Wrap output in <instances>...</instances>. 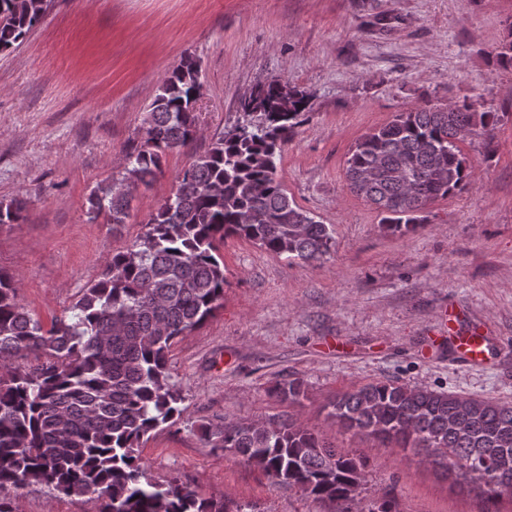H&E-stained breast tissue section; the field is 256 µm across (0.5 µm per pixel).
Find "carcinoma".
<instances>
[{
    "label": "carcinoma",
    "mask_w": 512,
    "mask_h": 512,
    "mask_svg": "<svg viewBox=\"0 0 512 512\" xmlns=\"http://www.w3.org/2000/svg\"><path fill=\"white\" fill-rule=\"evenodd\" d=\"M51 0H0V53L25 39ZM199 68L181 61L161 80L119 176L94 189L90 219L124 224L133 191L162 172L167 155L199 131ZM309 94L279 79L242 99L235 124L178 176L134 244L110 254L50 327L17 300L15 277L0 271V512H19L18 491L44 484L68 496L97 493L99 512H263L253 504L202 497L146 476L142 444L176 424L184 401L168 368L174 340L223 306L229 237L247 239L288 262L320 261L333 230L288 196L278 165L305 121ZM495 123L471 102L432 103L397 113L363 135L346 160L352 192L382 215L391 233L424 223L427 206L462 190L463 130L493 139ZM26 201L0 200V224L25 220ZM33 355L23 368L17 361ZM270 396L292 406L305 382H275ZM329 416L353 437L411 450L500 512L512 500V403L372 380L336 393ZM212 448L241 458L278 485L330 505L328 512H403L393 488L365 496L370 460L325 441L293 415L264 424H203Z\"/></svg>",
    "instance_id": "obj_1"
}]
</instances>
